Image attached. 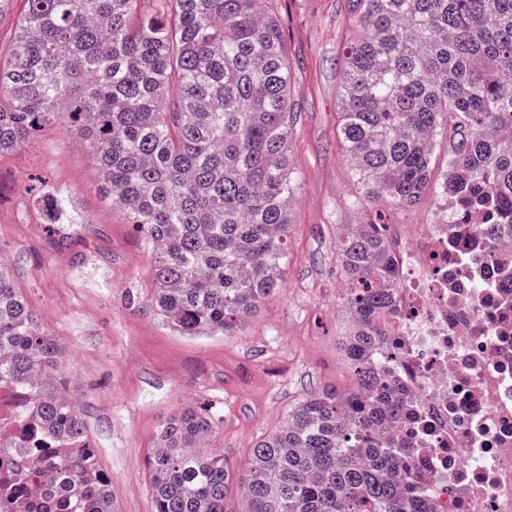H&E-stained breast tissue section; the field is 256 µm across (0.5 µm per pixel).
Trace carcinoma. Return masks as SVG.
Returning <instances> with one entry per match:
<instances>
[{
    "label": "carcinoma",
    "instance_id": "carcinoma-1",
    "mask_svg": "<svg viewBox=\"0 0 512 512\" xmlns=\"http://www.w3.org/2000/svg\"><path fill=\"white\" fill-rule=\"evenodd\" d=\"M0 59V154L47 124L95 158L102 193L158 256L146 308L182 336H233L279 288L296 191L294 85L271 0H24ZM337 136L361 224L336 257L355 387L308 395L241 468L205 448L209 409L171 418L146 458L155 512H430L395 477L401 405L377 356L394 282L385 225L417 204L437 140L457 120L439 185L459 216L512 220V0H348ZM50 224H86L45 184ZM59 344L0 261V387L36 448L26 477L62 512H117L86 423L53 371Z\"/></svg>",
    "mask_w": 512,
    "mask_h": 512
}]
</instances>
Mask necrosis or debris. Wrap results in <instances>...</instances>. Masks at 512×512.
I'll return each mask as SVG.
<instances>
[{
  "instance_id": "obj_1",
  "label": "necrosis or debris",
  "mask_w": 512,
  "mask_h": 512,
  "mask_svg": "<svg viewBox=\"0 0 512 512\" xmlns=\"http://www.w3.org/2000/svg\"><path fill=\"white\" fill-rule=\"evenodd\" d=\"M394 304L382 327L387 373L405 405L397 477L435 512H512V228L461 220L439 197L424 223L393 224ZM0 448L1 512H42Z\"/></svg>"
}]
</instances>
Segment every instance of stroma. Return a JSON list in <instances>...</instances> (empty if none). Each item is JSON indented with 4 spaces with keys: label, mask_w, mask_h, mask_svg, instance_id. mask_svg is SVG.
<instances>
[{
    "label": "stroma",
    "mask_w": 512,
    "mask_h": 512,
    "mask_svg": "<svg viewBox=\"0 0 512 512\" xmlns=\"http://www.w3.org/2000/svg\"><path fill=\"white\" fill-rule=\"evenodd\" d=\"M274 8L295 77L297 189L282 285L238 335L181 336L147 310L154 252L103 198L90 154L62 127L0 155V261L58 340L56 380L87 421L119 512H155L146 456L181 410L212 408L220 423L209 449L241 465L299 400L354 385L341 357L347 317L336 262L338 225L366 218L348 205L356 186L336 138L348 0ZM43 181L71 193L86 223H47L30 196Z\"/></svg>",
    "instance_id": "35a3bbf8"
}]
</instances>
